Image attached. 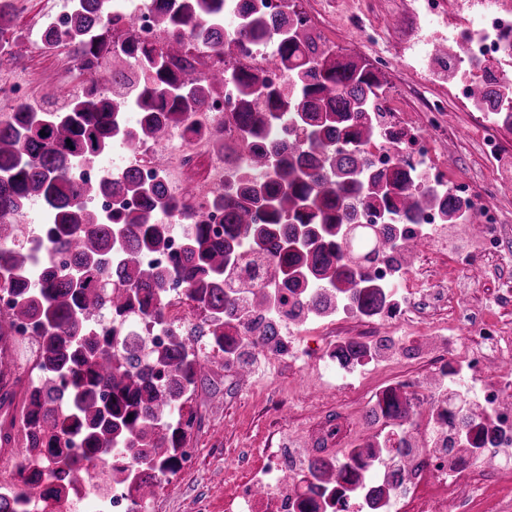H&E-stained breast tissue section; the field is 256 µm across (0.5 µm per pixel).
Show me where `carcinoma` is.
I'll return each mask as SVG.
<instances>
[{"mask_svg": "<svg viewBox=\"0 0 512 512\" xmlns=\"http://www.w3.org/2000/svg\"><path fill=\"white\" fill-rule=\"evenodd\" d=\"M154 26L163 34L152 44L134 36L117 41L106 18L110 0H71L68 26L42 30L54 51L70 48L88 84L60 105L18 104L0 113V292L11 298L0 316V342L30 321L39 335L34 365L48 378L20 392L0 377V448H12L15 423L34 426L24 446L56 448L76 433L81 447L55 460L71 482L81 484L91 468L104 469L106 451L128 455L130 465L112 466L119 487L151 500L160 476L180 467L188 430L168 424L178 404L196 391L214 367L193 353L183 330L172 342L141 353L127 347L120 330L102 331L105 314L122 326L143 315L169 325L170 290L182 289L199 316V332L222 347L254 354L269 350L280 333L283 300L277 288L298 290L288 319L331 316L350 308L377 312L387 302L366 267L383 255L397 267L415 259V239L404 225L436 210L444 224H475L480 217L463 201L431 184H419L413 167L397 161L385 169L368 148L382 132L379 99L388 81L353 56L336 53L288 0L273 11L267 0H151ZM13 9H0V54L11 52ZM272 44L275 69L287 82L264 77L243 61L249 47ZM432 48L435 66L456 76L463 44ZM107 70L110 86L96 75ZM237 88L224 123L234 126L229 142L221 129L208 144L224 158V188L217 195L146 181L136 165L76 181L73 167L92 165L119 142L133 154L187 124ZM473 99L502 110L512 125V86L492 77L475 85ZM45 135H40V132ZM107 199L101 210L96 201ZM44 206V223L32 244H15L18 218L32 202ZM224 211V230L208 223L214 206ZM181 231V250L166 265L143 261L166 254ZM259 252L271 278L235 288L243 253ZM63 258L58 265L48 254ZM387 339H352L336 345V359L351 363L380 353ZM461 445L477 447L483 429L478 407L454 394L446 398ZM415 406L387 386L368 409L369 431L346 455H313L304 472L328 488L355 485L352 463L380 448H409L404 437ZM391 421L387 433L378 429Z\"/></svg>", "mask_w": 512, "mask_h": 512, "instance_id": "cac0c4a2", "label": "carcinoma"}]
</instances>
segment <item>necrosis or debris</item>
<instances>
[{
	"label": "necrosis or debris",
	"mask_w": 512,
	"mask_h": 512,
	"mask_svg": "<svg viewBox=\"0 0 512 512\" xmlns=\"http://www.w3.org/2000/svg\"><path fill=\"white\" fill-rule=\"evenodd\" d=\"M475 13L469 23L464 45V74L457 95L470 100L478 66L497 68L501 79L511 82L512 71L503 69L507 37L512 36V9L500 0H473ZM442 109L432 105L421 117L420 128L409 129L408 161L420 170L427 183L451 191L468 201L472 211L483 221L476 234L475 248L451 254L457 270L476 268L488 255L498 253L505 236L502 212L496 202L500 188L496 171H489L483 187L464 181L448 180L435 164L440 141L452 130L440 120ZM382 283L392 284V298L379 314L368 317V329L378 333L383 324L399 326L410 332L415 328L419 309H431L429 331L446 338V348L432 362L436 380L429 386L420 376L405 375L401 391L414 397L419 405L410 435L423 442L419 458L407 466L402 479L392 480V457L379 453L362 457L359 465L370 486L386 487L388 496L381 512H471L479 505L482 512H512V409L504 408L502 398L512 394V373L497 372L487 376L492 363L512 359V334L493 316L489 307L445 309L447 289L429 280H420L409 270L395 269L380 262L370 269ZM452 392L470 393L486 419L481 436L483 451L447 448L454 419L446 411L445 398ZM286 461L281 453L266 452L261 466L242 479L235 494L225 500L224 512H307V491L286 486ZM28 479L32 493L19 491L21 479ZM99 471H90L86 483L71 486L50 465L32 457L0 455V496L10 498L13 512H85L89 502L102 504L104 512H154V504L136 505V496L126 488H106Z\"/></svg>",
	"instance_id": "obj_1"
}]
</instances>
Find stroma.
<instances>
[{
  "instance_id": "1",
  "label": "stroma",
  "mask_w": 512,
  "mask_h": 512,
  "mask_svg": "<svg viewBox=\"0 0 512 512\" xmlns=\"http://www.w3.org/2000/svg\"><path fill=\"white\" fill-rule=\"evenodd\" d=\"M302 11L335 45L342 55L354 56L380 66L385 74L394 108L418 117L433 102L445 109L443 119L453 129L444 143L440 163L448 167L449 180L464 179L479 185L488 168L500 171L502 189L498 203L512 225V133L497 132L501 156L493 160L480 148L476 133L478 115L456 96L451 82L427 79L428 57L419 53L421 41L444 43L451 28L468 24L460 0H444L439 17L421 18L420 0H296ZM69 0H16L13 24L19 39L11 54L0 56V81L18 82L23 99L40 103L44 81L53 78L62 95L76 92L86 81L67 50L44 53L32 41L41 18L65 13ZM381 28L394 55L381 64L380 48L371 38ZM383 336L391 341V352L401 353L392 368L365 375L355 391L339 395L340 378L326 370L321 355L326 342L320 331L304 339L306 359L269 356L250 360V378L238 370L210 371L188 408L196 418L188 438L200 450L193 470H178L164 494L156 496V512H195L198 500H206L210 512H224V497L233 490V473L224 469V456L236 452L242 441L256 448L284 449L287 460L298 462L297 451L288 447V429L313 431L318 423L336 421L343 436L366 434L367 407L375 394L393 384L403 373L427 371V359L436 348L427 333L406 334L388 327Z\"/></svg>"
}]
</instances>
